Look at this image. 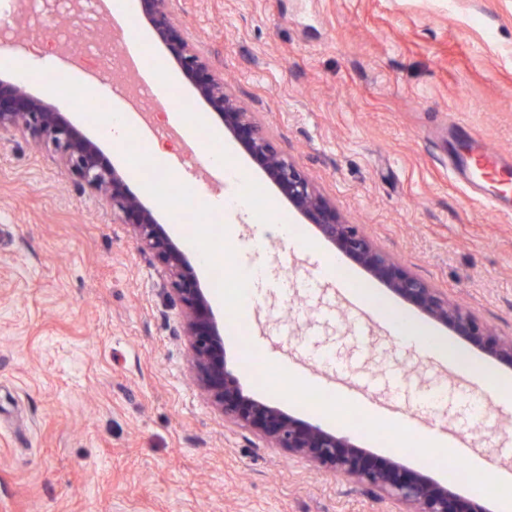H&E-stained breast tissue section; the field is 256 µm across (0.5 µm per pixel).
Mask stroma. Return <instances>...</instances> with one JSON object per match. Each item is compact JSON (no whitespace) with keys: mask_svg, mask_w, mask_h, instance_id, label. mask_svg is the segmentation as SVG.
Masks as SVG:
<instances>
[{"mask_svg":"<svg viewBox=\"0 0 512 512\" xmlns=\"http://www.w3.org/2000/svg\"><path fill=\"white\" fill-rule=\"evenodd\" d=\"M173 11L181 36L346 219L512 336V210L490 209L450 174L457 152L476 140L512 159V0H173ZM170 141L178 169L163 175L171 202L162 217L180 224L191 206L195 221L213 229L205 245L214 256L262 261L268 281L257 286L254 336L295 360L301 341L314 338L350 380L375 378L373 397L383 405L392 400L384 373L412 376L405 410L470 440L471 460L490 468L452 469L437 453L402 463L496 512L492 487L512 480V401L489 399L488 427H470L464 393L473 381L416 350L396 356L388 329L358 334L337 283L321 276L325 259L393 307L403 301L304 223L231 136L222 138L231 164L306 247L273 233L262 256L252 254V217L228 218L201 195L197 151L181 136ZM231 221L238 231L228 240ZM159 270L51 145L25 135L0 140V512H395L225 423L190 376L176 334L180 306L159 288ZM282 280L284 294L275 287ZM215 311L244 393L318 420L310 411L316 395L286 398L268 387L251 338L238 333L230 308ZM433 331L512 393V369L448 328ZM436 388L443 396L429 402Z\"/></svg>","mask_w":512,"mask_h":512,"instance_id":"1","label":"stroma"}]
</instances>
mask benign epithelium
I'll list each match as a JSON object with an SVG mask.
<instances>
[{
  "mask_svg": "<svg viewBox=\"0 0 512 512\" xmlns=\"http://www.w3.org/2000/svg\"><path fill=\"white\" fill-rule=\"evenodd\" d=\"M140 11L177 67L192 81L197 99L242 144L280 195L339 252L385 284L389 291L450 328L488 358L512 367V337L497 335L468 309L448 300L426 281L381 251L362 225L336 209L212 73L208 61L177 31L172 0H139ZM12 133L51 144L59 163L81 185L105 197L112 217L126 226L136 248L160 264L161 286L181 308L179 335L187 342L192 378L224 418L253 432L271 448L303 456L378 499L397 512H486L448 486L398 460L375 461L353 440L292 417L280 407L245 395L224 360V321L216 318L194 266L158 220L155 207L132 193L125 175L103 156L94 141L49 101L21 82H0V139Z\"/></svg>",
  "mask_w": 512,
  "mask_h": 512,
  "instance_id": "1",
  "label": "benign epithelium"
}]
</instances>
